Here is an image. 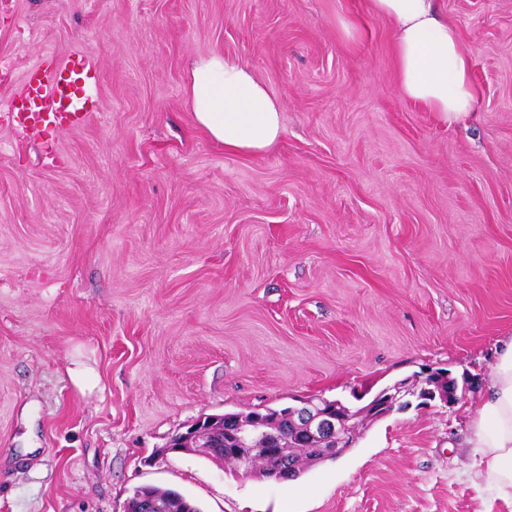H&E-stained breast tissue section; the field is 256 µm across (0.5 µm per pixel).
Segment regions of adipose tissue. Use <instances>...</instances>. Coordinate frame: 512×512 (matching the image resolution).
I'll return each mask as SVG.
<instances>
[{
    "mask_svg": "<svg viewBox=\"0 0 512 512\" xmlns=\"http://www.w3.org/2000/svg\"><path fill=\"white\" fill-rule=\"evenodd\" d=\"M392 26L401 93L447 124L478 107L457 27L438 0H369ZM186 96L197 125L225 151L258 156L282 137V107L245 64L221 53L194 60ZM467 444L481 484L512 504V340L501 347L484 397L472 406Z\"/></svg>",
    "mask_w": 512,
    "mask_h": 512,
    "instance_id": "obj_1",
    "label": "adipose tissue"
}]
</instances>
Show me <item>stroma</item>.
I'll use <instances>...</instances> for the list:
<instances>
[{
  "label": "stroma",
  "mask_w": 512,
  "mask_h": 512,
  "mask_svg": "<svg viewBox=\"0 0 512 512\" xmlns=\"http://www.w3.org/2000/svg\"><path fill=\"white\" fill-rule=\"evenodd\" d=\"M439 7L481 93L452 125L403 96L367 0H0V512H124L140 486L202 512H512L465 444L512 336V0ZM213 52L281 102L266 153L197 127ZM88 60L86 123L22 131L27 74ZM426 367L456 402L413 399L293 481L166 448Z\"/></svg>",
  "instance_id": "stroma-1"
}]
</instances>
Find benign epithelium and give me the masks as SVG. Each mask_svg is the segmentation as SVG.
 Returning a JSON list of instances; mask_svg holds the SVG:
<instances>
[{"label":"benign epithelium","mask_w":512,"mask_h":512,"mask_svg":"<svg viewBox=\"0 0 512 512\" xmlns=\"http://www.w3.org/2000/svg\"><path fill=\"white\" fill-rule=\"evenodd\" d=\"M408 396H415L424 401L438 399L450 404L457 399V385L452 379L438 371L426 374L424 386L418 388L414 380L405 378L377 392L373 398L358 412L353 413L340 401H329L319 397L300 400L297 406L285 411V416L292 418L300 428V438L320 447L326 457H339L353 447L357 434L352 432L350 421L360 417L382 418L394 410L405 409L410 401ZM279 415H253L243 418L226 419L227 428L217 436H211L203 425H212L216 420L200 419L185 432L176 435L168 444L172 451L198 452L202 448H224V451H237L247 448L255 441L263 442V451L267 456L280 455V446L284 439L282 433L274 428ZM237 470L246 477H261L266 473L255 459L239 454Z\"/></svg>","instance_id":"obj_1"}]
</instances>
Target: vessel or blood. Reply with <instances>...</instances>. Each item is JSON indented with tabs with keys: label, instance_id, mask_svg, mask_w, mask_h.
Here are the masks:
<instances>
[{
	"label": "vessel or blood",
	"instance_id": "1",
	"mask_svg": "<svg viewBox=\"0 0 512 512\" xmlns=\"http://www.w3.org/2000/svg\"><path fill=\"white\" fill-rule=\"evenodd\" d=\"M76 79L66 67L51 72H30L25 95L17 105V118L21 126L30 131H38L45 124L61 129L84 123L85 109L72 103V87Z\"/></svg>",
	"mask_w": 512,
	"mask_h": 512
}]
</instances>
